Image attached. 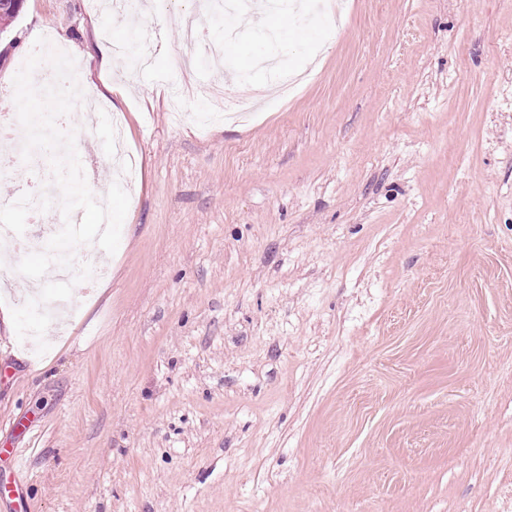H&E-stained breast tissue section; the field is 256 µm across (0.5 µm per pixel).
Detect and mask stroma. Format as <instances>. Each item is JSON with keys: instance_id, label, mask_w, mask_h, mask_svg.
Returning <instances> with one entry per match:
<instances>
[{"instance_id": "1", "label": "stroma", "mask_w": 512, "mask_h": 512, "mask_svg": "<svg viewBox=\"0 0 512 512\" xmlns=\"http://www.w3.org/2000/svg\"><path fill=\"white\" fill-rule=\"evenodd\" d=\"M155 10L197 14L250 120L197 124L210 69L172 66L173 27L135 71L87 0H25L0 41L9 90L52 31L105 105L77 148L108 160L117 114L138 156L45 354L11 318L26 277L0 288V484L27 512H512V0H349L290 47L257 0L232 36L202 0ZM268 52L309 60L288 102L243 75ZM62 221L0 212L39 251Z\"/></svg>"}]
</instances>
